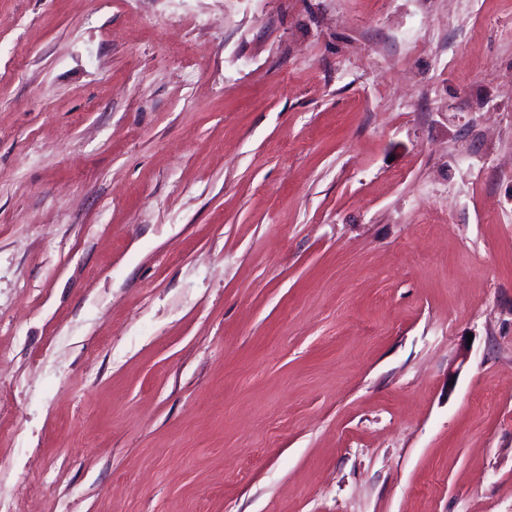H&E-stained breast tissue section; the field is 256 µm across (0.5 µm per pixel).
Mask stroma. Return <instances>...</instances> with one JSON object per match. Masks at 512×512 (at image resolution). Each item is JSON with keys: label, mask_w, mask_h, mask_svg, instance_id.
Wrapping results in <instances>:
<instances>
[{"label": "stroma", "mask_w": 512, "mask_h": 512, "mask_svg": "<svg viewBox=\"0 0 512 512\" xmlns=\"http://www.w3.org/2000/svg\"><path fill=\"white\" fill-rule=\"evenodd\" d=\"M0 512H512V0H0Z\"/></svg>", "instance_id": "stroma-1"}]
</instances>
